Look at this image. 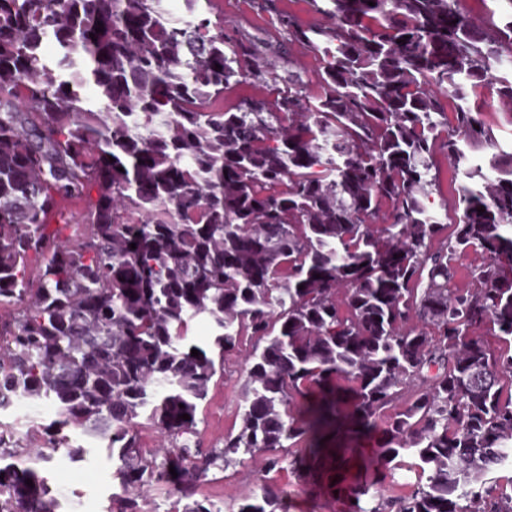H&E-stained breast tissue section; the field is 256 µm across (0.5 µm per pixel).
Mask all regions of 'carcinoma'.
<instances>
[{"label":"carcinoma","instance_id":"cac0c4a2","mask_svg":"<svg viewBox=\"0 0 512 512\" xmlns=\"http://www.w3.org/2000/svg\"><path fill=\"white\" fill-rule=\"evenodd\" d=\"M310 4L334 25L257 2L319 61L306 82L224 41L214 0H185L184 22L162 0H0V410L56 415L25 448L0 427V512H64L37 464L90 452L70 428L105 441L107 512H139L150 489L169 512H224L200 486L258 451L351 495L370 456H413L416 483L368 512H512L486 479L512 467V149L480 118L491 87L512 123V12ZM248 79L267 93L224 109ZM439 153L460 179L449 226ZM469 251L484 262L460 288ZM199 317L206 344L189 336ZM486 325L496 349L474 335ZM243 336L259 345L240 428L204 448L198 402ZM333 378L352 399H324L314 422L290 410ZM315 423L381 439L338 461L290 454ZM144 428L165 445L143 451ZM232 512L286 508L264 484Z\"/></svg>","mask_w":512,"mask_h":512}]
</instances>
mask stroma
<instances>
[{"instance_id":"obj_1","label":"stroma","mask_w":512,"mask_h":512,"mask_svg":"<svg viewBox=\"0 0 512 512\" xmlns=\"http://www.w3.org/2000/svg\"><path fill=\"white\" fill-rule=\"evenodd\" d=\"M214 13L224 18L225 40L253 36L267 42L268 62L280 76L294 71L304 80L315 79L318 60L302 44L289 42L271 17L258 14L254 0H216ZM255 344V338L242 337L239 352L225 356L223 373L214 377L207 399L200 404L197 431L203 447L221 443L225 434L238 431L246 380L244 359ZM54 416L55 410L49 402L26 400L0 410V423L10 426L20 439L31 423H46ZM71 436L76 444L93 449L94 455L88 462H72L58 456L45 464L52 489L66 512H105L109 497L116 490L112 466L96 454L95 449L100 445L98 438L79 430L72 431ZM415 479V473L405 469L379 470L373 475L367 494L355 500L347 494H325L301 481L291 469L266 473L260 462L249 461L223 471H210L200 492L229 506L245 491L258 489L267 482L280 490L288 512H368L378 497L403 493Z\"/></svg>"}]
</instances>
